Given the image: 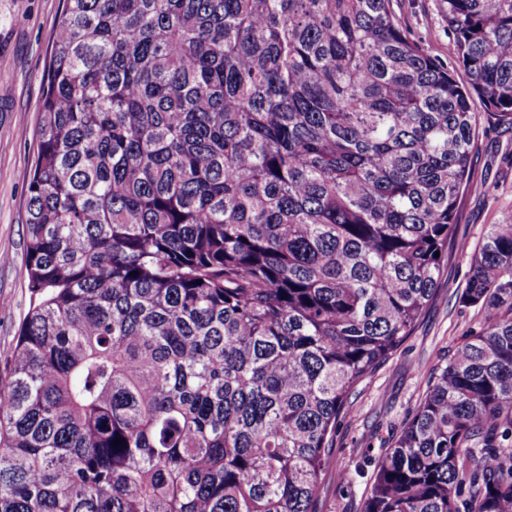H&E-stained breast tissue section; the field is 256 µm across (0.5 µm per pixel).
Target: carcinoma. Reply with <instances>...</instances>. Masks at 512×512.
I'll list each match as a JSON object with an SVG mask.
<instances>
[{
	"label": "carcinoma",
	"instance_id": "cac0c4a2",
	"mask_svg": "<svg viewBox=\"0 0 512 512\" xmlns=\"http://www.w3.org/2000/svg\"><path fill=\"white\" fill-rule=\"evenodd\" d=\"M439 7L468 89L393 0H63L0 512H315L456 244L473 96L512 127V0ZM463 302L364 512H512L511 221Z\"/></svg>",
	"mask_w": 512,
	"mask_h": 512
}]
</instances>
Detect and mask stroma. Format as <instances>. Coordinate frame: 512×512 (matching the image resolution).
I'll list each match as a JSON object with an SVG mask.
<instances>
[{
    "instance_id": "stroma-1",
    "label": "stroma",
    "mask_w": 512,
    "mask_h": 512,
    "mask_svg": "<svg viewBox=\"0 0 512 512\" xmlns=\"http://www.w3.org/2000/svg\"><path fill=\"white\" fill-rule=\"evenodd\" d=\"M62 0H0V383L8 380L31 293L25 273L27 188L33 173L43 96V72ZM394 10L425 51L456 69L438 0H394ZM471 169L483 189L459 201V248L448 254L438 290L395 353L350 398L336 426L316 512H363L377 461L411 417L431 369L451 355L462 336L479 330L486 315L460 296L473 257L491 225L512 216V129L490 119L475 102Z\"/></svg>"
}]
</instances>
